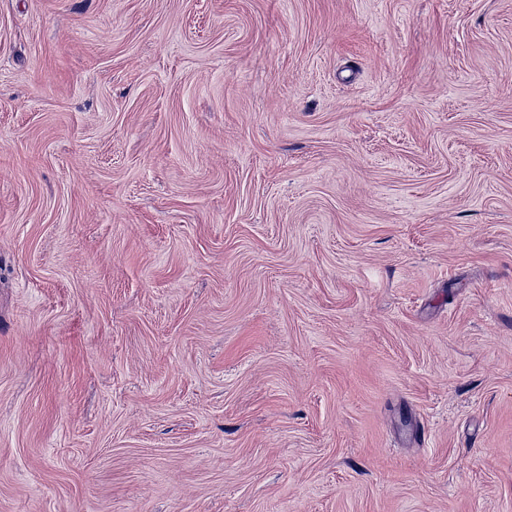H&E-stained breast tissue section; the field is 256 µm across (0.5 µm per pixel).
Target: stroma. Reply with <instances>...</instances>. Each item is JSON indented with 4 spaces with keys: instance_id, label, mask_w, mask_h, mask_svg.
<instances>
[{
    "instance_id": "stroma-1",
    "label": "stroma",
    "mask_w": 512,
    "mask_h": 512,
    "mask_svg": "<svg viewBox=\"0 0 512 512\" xmlns=\"http://www.w3.org/2000/svg\"><path fill=\"white\" fill-rule=\"evenodd\" d=\"M0 512H512V0H0Z\"/></svg>"
}]
</instances>
